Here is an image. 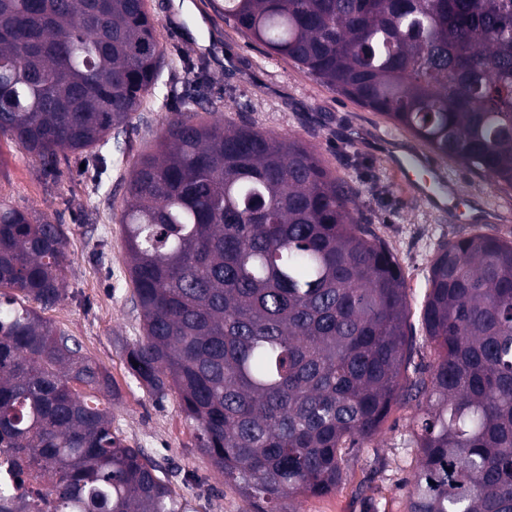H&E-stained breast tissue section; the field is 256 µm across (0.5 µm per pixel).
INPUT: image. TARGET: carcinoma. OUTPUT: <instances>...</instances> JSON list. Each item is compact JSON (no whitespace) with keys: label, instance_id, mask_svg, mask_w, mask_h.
Here are the masks:
<instances>
[{"label":"carcinoma","instance_id":"obj_1","mask_svg":"<svg viewBox=\"0 0 512 512\" xmlns=\"http://www.w3.org/2000/svg\"><path fill=\"white\" fill-rule=\"evenodd\" d=\"M268 55L512 189V0H224ZM147 0H0V136L42 167L120 141L164 63ZM175 109L119 223L143 336L133 376L175 392L197 447L268 512L336 492L397 403L417 410L407 512H512V241L437 252L411 356L404 276L358 189L295 137ZM62 225L0 197V449L48 485L0 512H189L112 428L108 371L41 315L64 297Z\"/></svg>","mask_w":512,"mask_h":512}]
</instances>
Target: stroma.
Segmentation results:
<instances>
[{"label":"stroma","instance_id":"1","mask_svg":"<svg viewBox=\"0 0 512 512\" xmlns=\"http://www.w3.org/2000/svg\"><path fill=\"white\" fill-rule=\"evenodd\" d=\"M218 0H148L159 22L167 65L144 110L133 114L122 153L105 173L90 154H69L52 173L43 172L14 144L0 138V193L22 210L47 214L62 224L69 260L64 300L44 318L75 336L85 356L105 367L117 394L112 425L127 445L140 448L172 474L174 494L192 512H261L262 502L247 499L226 483L195 446L176 394L156 400L131 374L129 348L142 336L134 304L129 257L118 216L129 171L159 136L169 110L179 108L170 86L188 82L186 59L204 60L217 109L208 120L250 121L256 128L294 135L311 146L330 170L354 180L359 216L374 225L397 257L410 303L408 333L413 338L408 369L428 363L431 347L422 328L430 264L440 244L474 234L512 241V190L458 164L443 166L458 193L447 207L431 208L409 183L425 178L395 173L379 142L395 132L397 151H422L409 132L395 129L381 114L336 93L293 63L267 55L217 12ZM416 409L393 406L378 434L350 458L347 477L336 493L307 497L299 512H405L418 455L409 448Z\"/></svg>","mask_w":512,"mask_h":512}]
</instances>
